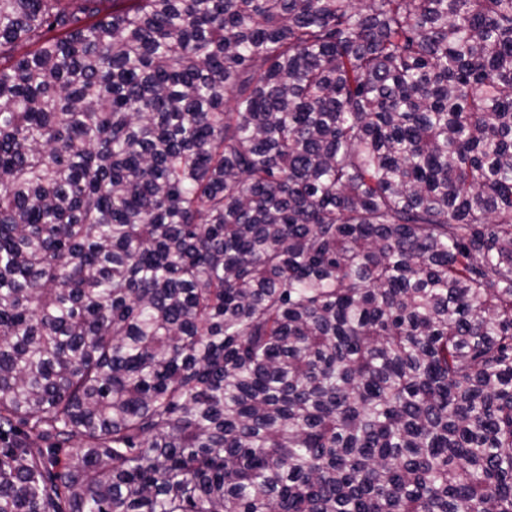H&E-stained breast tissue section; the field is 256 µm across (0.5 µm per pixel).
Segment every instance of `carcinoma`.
<instances>
[{
	"label": "carcinoma",
	"mask_w": 512,
	"mask_h": 512,
	"mask_svg": "<svg viewBox=\"0 0 512 512\" xmlns=\"http://www.w3.org/2000/svg\"><path fill=\"white\" fill-rule=\"evenodd\" d=\"M100 2L0 0V512H512V0Z\"/></svg>",
	"instance_id": "obj_1"
}]
</instances>
